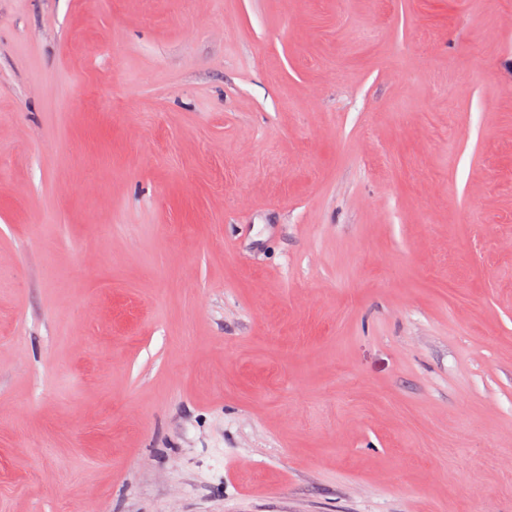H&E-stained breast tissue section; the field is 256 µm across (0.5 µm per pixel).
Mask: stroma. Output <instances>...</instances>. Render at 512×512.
I'll return each instance as SVG.
<instances>
[{
    "label": "stroma",
    "mask_w": 512,
    "mask_h": 512,
    "mask_svg": "<svg viewBox=\"0 0 512 512\" xmlns=\"http://www.w3.org/2000/svg\"><path fill=\"white\" fill-rule=\"evenodd\" d=\"M0 512H512V0H0Z\"/></svg>",
    "instance_id": "1"
}]
</instances>
